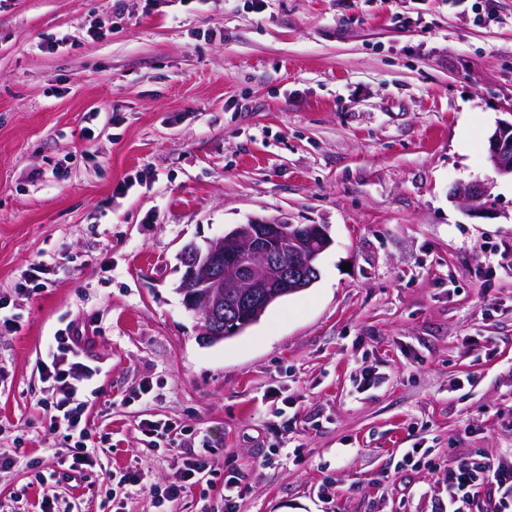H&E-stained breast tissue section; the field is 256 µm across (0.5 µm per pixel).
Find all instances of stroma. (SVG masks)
Returning <instances> with one entry per match:
<instances>
[{"instance_id": "obj_1", "label": "stroma", "mask_w": 512, "mask_h": 512, "mask_svg": "<svg viewBox=\"0 0 512 512\" xmlns=\"http://www.w3.org/2000/svg\"><path fill=\"white\" fill-rule=\"evenodd\" d=\"M477 3L0 0V512H161L200 456L172 512H224L228 472L238 512H437L449 458L512 451V0ZM255 219L327 225L320 277L202 344L178 254ZM60 330L97 371L72 479ZM488 143L489 161L500 174L512 177V121L497 125ZM140 426L145 435L160 437V441L167 445L176 444V447L172 448H178L182 441L189 439L187 436L192 435L185 427H180L175 422L144 419L140 422ZM212 465L206 458H194L184 463V468L164 489L165 499L169 503L179 500L187 485H192L201 480L207 472H210Z\"/></svg>"}]
</instances>
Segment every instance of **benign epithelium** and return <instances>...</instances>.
<instances>
[{
    "label": "benign epithelium",
    "instance_id": "1",
    "mask_svg": "<svg viewBox=\"0 0 512 512\" xmlns=\"http://www.w3.org/2000/svg\"><path fill=\"white\" fill-rule=\"evenodd\" d=\"M488 143L489 161L500 174L512 176V122L497 125ZM455 194L472 204L490 199L477 183L460 186ZM330 245L321 224H238L206 242L204 251L194 244L183 247L185 270L176 292L200 318L224 314V327L202 332L203 342L215 344L257 322L277 298L311 287L320 275L316 259Z\"/></svg>",
    "mask_w": 512,
    "mask_h": 512
}]
</instances>
